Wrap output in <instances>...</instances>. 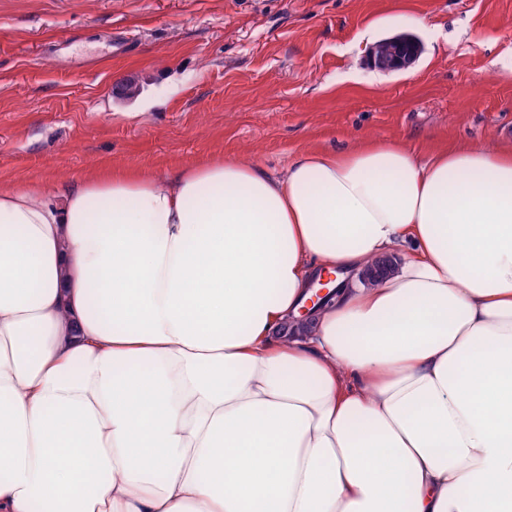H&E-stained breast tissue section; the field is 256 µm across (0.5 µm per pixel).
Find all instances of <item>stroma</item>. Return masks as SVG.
Returning <instances> with one entry per match:
<instances>
[{"label": "stroma", "mask_w": 512, "mask_h": 512, "mask_svg": "<svg viewBox=\"0 0 512 512\" xmlns=\"http://www.w3.org/2000/svg\"><path fill=\"white\" fill-rule=\"evenodd\" d=\"M399 32L419 60L374 69ZM360 137L512 144V0H0V190L203 158L281 177Z\"/></svg>", "instance_id": "1"}]
</instances>
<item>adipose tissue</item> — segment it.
Here are the masks:
<instances>
[{
	"label": "adipose tissue",
	"instance_id": "obj_1",
	"mask_svg": "<svg viewBox=\"0 0 512 512\" xmlns=\"http://www.w3.org/2000/svg\"><path fill=\"white\" fill-rule=\"evenodd\" d=\"M0 512H512V146L0 191Z\"/></svg>",
	"mask_w": 512,
	"mask_h": 512
}]
</instances>
